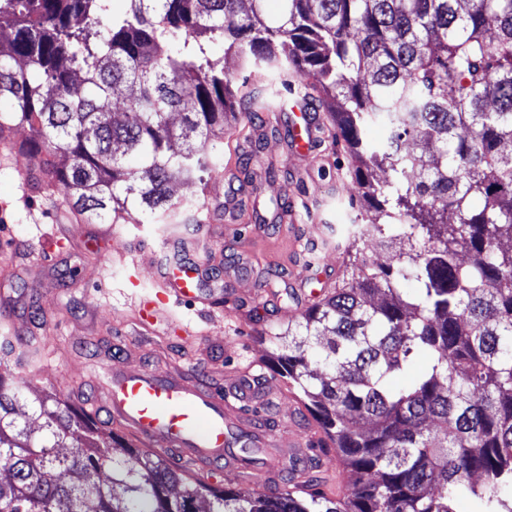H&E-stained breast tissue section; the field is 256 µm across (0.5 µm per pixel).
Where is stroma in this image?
<instances>
[{
    "mask_svg": "<svg viewBox=\"0 0 512 512\" xmlns=\"http://www.w3.org/2000/svg\"><path fill=\"white\" fill-rule=\"evenodd\" d=\"M320 122L316 159L293 151L285 136L240 126L225 134L224 165L210 170L204 185H173V200L196 195L212 212L210 222L185 231L180 249L220 269L215 286L224 298L213 308L176 306L184 335L162 321L136 323V304L156 292L153 267L166 253L161 228L86 223L63 186H34L35 162L21 149L29 127L1 134L0 329L42 346L26 369L0 355V376L19 383L22 402L44 392L68 402L77 389L101 396L104 368L116 356L152 371L199 375L226 390L248 368L272 393L275 406L265 413L271 430L307 438L317 423L303 394L265 362L288 344L282 333L300 318L296 296L310 305L323 297L337 236L366 215L351 196L356 162L337 144L328 117ZM241 156L251 160L246 183L234 177ZM270 164L277 178L267 177ZM270 289L278 303L266 302ZM273 332L280 335L274 342ZM312 479L330 498L349 493L351 473L334 445L320 452Z\"/></svg>",
    "mask_w": 512,
    "mask_h": 512,
    "instance_id": "1",
    "label": "stroma"
}]
</instances>
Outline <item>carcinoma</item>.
Here are the masks:
<instances>
[{"label":"carcinoma","instance_id":"1","mask_svg":"<svg viewBox=\"0 0 512 512\" xmlns=\"http://www.w3.org/2000/svg\"><path fill=\"white\" fill-rule=\"evenodd\" d=\"M113 2L0 0V134L29 126L27 152L90 224H185L171 185L224 162V130L284 93L318 98L372 218L348 225L342 283L269 368L351 492L188 481L51 395L22 411L0 376V512H456L461 495L512 512V0H280L273 20L265 0Z\"/></svg>","mask_w":512,"mask_h":512}]
</instances>
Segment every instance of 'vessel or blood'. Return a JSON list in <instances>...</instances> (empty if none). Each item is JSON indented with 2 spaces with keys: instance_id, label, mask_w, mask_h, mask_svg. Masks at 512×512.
Wrapping results in <instances>:
<instances>
[{
  "instance_id": "b4317fda",
  "label": "vessel or blood",
  "mask_w": 512,
  "mask_h": 512,
  "mask_svg": "<svg viewBox=\"0 0 512 512\" xmlns=\"http://www.w3.org/2000/svg\"><path fill=\"white\" fill-rule=\"evenodd\" d=\"M301 110L303 124L289 126L288 142L311 157L320 123L309 101H302ZM155 279V299L141 301L138 310L140 320L150 323L159 318L160 304L168 298L196 303L216 293L207 264L190 256L159 263ZM107 377L105 407L113 422L143 443L174 452L195 466L221 465L228 473H240L242 448H269L278 460L302 454L296 435L276 438L242 412L241 403L260 407L267 397L253 375L238 380L224 398L180 373L139 371L119 359L109 363Z\"/></svg>"
}]
</instances>
